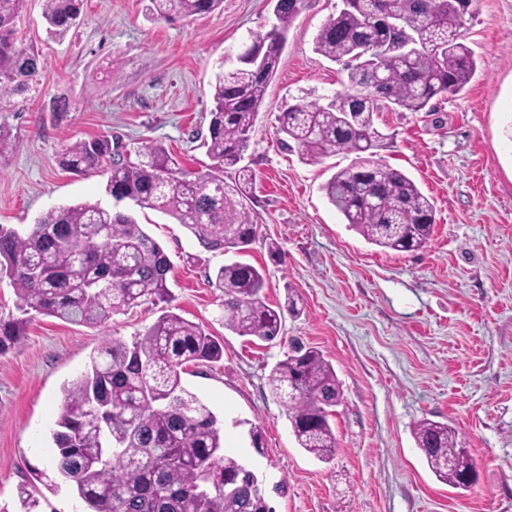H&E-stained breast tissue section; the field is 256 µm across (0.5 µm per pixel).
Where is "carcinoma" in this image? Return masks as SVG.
<instances>
[{"label": "carcinoma", "mask_w": 512, "mask_h": 512, "mask_svg": "<svg viewBox=\"0 0 512 512\" xmlns=\"http://www.w3.org/2000/svg\"><path fill=\"white\" fill-rule=\"evenodd\" d=\"M473 0H341L315 37L316 53L348 70L349 88L327 103L288 105L278 117L282 143L317 164L339 152L367 153L381 138L374 126L388 109L424 110L436 97L457 96L473 77L474 53L463 42ZM222 0H149L156 19L189 18L215 10ZM305 0H275L277 19L257 36L263 70L242 56L213 86L204 144L214 161L203 174L176 166L161 146L146 160H125L122 147L103 136L64 149L62 166L75 174L108 173L106 192L115 200L53 208L28 229L0 227V272L11 280L19 317L0 318V353L19 343L36 314L99 327L115 314L145 304L169 303L170 261L160 244L117 204L171 216L207 250L242 254L258 238L246 206L253 174L241 165L251 133L277 74L288 28ZM25 0H0V111L24 92L42 66L17 43L14 20ZM84 0H44L50 34L76 26ZM401 21L419 52L388 45L378 13ZM234 169L228 182L224 174ZM328 201L369 243L395 252L426 246L435 207L403 171L370 160L336 171L323 184ZM263 268L241 261L221 266L214 286L224 293V328L267 343L288 341L274 366L271 392L286 409L298 446L328 463L336 455L329 417L341 404L342 385L323 353L285 339V314L300 309L287 289L285 306L266 301ZM224 343L199 325L165 310L127 342L113 337L90 356V369L65 388L63 411L52 432L58 454L54 473L72 483L84 512H272L257 474L225 454L216 415L182 381L187 365L216 362ZM417 448L436 478L468 487L473 466L447 423L424 419L413 430ZM54 483L31 468L18 488L19 512H39L37 485Z\"/></svg>", "instance_id": "carcinoma-1"}]
</instances>
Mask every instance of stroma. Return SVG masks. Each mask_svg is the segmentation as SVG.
<instances>
[{"mask_svg":"<svg viewBox=\"0 0 512 512\" xmlns=\"http://www.w3.org/2000/svg\"><path fill=\"white\" fill-rule=\"evenodd\" d=\"M43 4L26 0L14 21L44 75L0 112L13 144L0 158V225L21 229L80 201L112 205L105 174L60 164L80 139L120 138L134 163L159 145L185 169L207 172L215 77L227 55L272 28L273 0H223L212 13L172 21L149 17L148 0H85L79 25L61 38L48 32ZM340 7L307 0L288 30L244 160L256 175L247 207L261 236L243 257L266 270L270 303L294 289L300 313L286 317L285 334L335 368L343 389L330 419L336 456L323 463L299 448L270 392L284 347L225 328L224 296L210 278L233 254L203 248L170 216L138 210L171 261L173 312L224 342L223 359L188 366L183 384L223 421L229 449L263 479L274 512H512V0H474L464 39L477 70L462 95L439 101L441 124L420 112H387L377 124L378 160L436 205L434 232L413 253L368 243L327 201L322 184L355 154L313 165L278 143L283 105L348 86L340 66L314 50ZM160 313L145 305L98 328L39 316L0 354V512H18L30 467H50L64 386L106 339L131 340ZM426 418L456 429L476 471L471 487L451 488L427 467L413 439Z\"/></svg>","mask_w":512,"mask_h":512,"instance_id":"1","label":"stroma"}]
</instances>
